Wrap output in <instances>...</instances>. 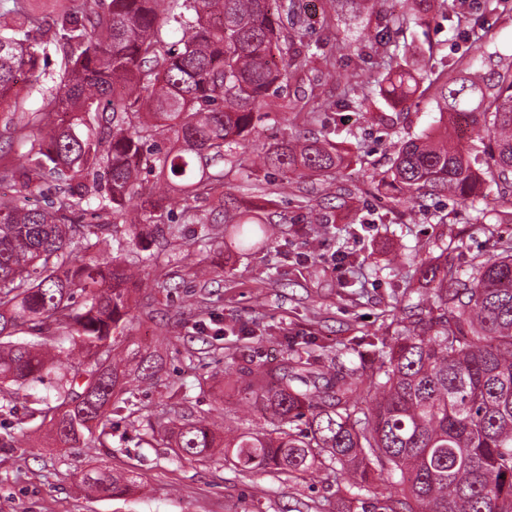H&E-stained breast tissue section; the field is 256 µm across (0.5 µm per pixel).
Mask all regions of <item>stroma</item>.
Listing matches in <instances>:
<instances>
[{"instance_id":"obj_1","label":"stroma","mask_w":512,"mask_h":512,"mask_svg":"<svg viewBox=\"0 0 512 512\" xmlns=\"http://www.w3.org/2000/svg\"><path fill=\"white\" fill-rule=\"evenodd\" d=\"M308 17L306 51L288 82L258 109L260 137L233 149L224 162V189L241 211L275 226L269 246L234 248L223 225L211 253L216 277L188 273V247L172 243L166 272L174 285H156L147 253L125 244L123 257L140 288L131 299L132 342L157 356V380L131 382L132 417L117 416L106 446L58 448L49 423L34 417L33 402L0 399V512H334L345 476L321 471L306 479L248 476L222 460L176 459L165 445L141 437L148 425L168 422L175 409L244 430L256 417L236 392L244 367L277 364L289 351L325 349L336 363L359 362L362 338H391L395 300L419 288L420 265L440 257L460 278L475 263L497 257L498 240L512 238V198L486 185L473 209L444 195L425 207L381 196L378 181L401 144L437 134L439 113L429 81L445 65L468 63L471 38L454 33L439 12L395 34L413 49L420 88L402 105L373 95L365 109H336L348 86L369 80L380 57L371 48L377 29L370 11L348 27L324 18L328 0H301ZM479 34L489 59L485 73L512 65V11L484 13ZM325 136L344 156L333 177L290 182L255 163L271 144ZM347 255L345 274L333 272L336 251ZM125 471L141 486L130 495L102 497L83 476L97 466Z\"/></svg>"}]
</instances>
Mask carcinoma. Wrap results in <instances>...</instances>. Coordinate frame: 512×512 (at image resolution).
Instances as JSON below:
<instances>
[{"instance_id":"1","label":"carcinoma","mask_w":512,"mask_h":512,"mask_svg":"<svg viewBox=\"0 0 512 512\" xmlns=\"http://www.w3.org/2000/svg\"><path fill=\"white\" fill-rule=\"evenodd\" d=\"M27 0H0V102L22 108V71L36 73L50 47L61 54L62 87L41 90L43 105L24 113L20 130H39L10 176L27 194L48 179L63 181L50 206H20L0 195V385L3 396L32 397L52 371L49 351L83 357L60 381L53 400L38 398L32 414L49 421L63 447L80 441L105 446L112 417L131 403L128 373L113 362L132 319L121 256L103 254L110 224L127 226L137 242L143 226L156 238L177 236L165 197L146 190L154 175L188 197L210 200V223L198 225V252L212 247L214 224H231L239 248L272 240L271 225L251 217L229 222L224 156L257 132L255 110L301 55L305 20L299 0H110L103 12L60 10L48 30ZM474 28L463 0H420ZM293 35L280 43L279 16ZM385 32L402 31L414 18L378 12ZM181 38L168 42L163 29ZM407 50L384 52L369 84L385 100L405 102L417 80L397 62ZM439 114L471 118L486 142L485 168L448 136L405 143L382 184L414 205L446 191L475 207L483 185L512 196V67L491 84L478 69L439 75ZM342 158L328 139L290 140L263 155V165L299 179L323 177ZM139 216L128 215L131 197ZM497 258L473 266L467 280L431 258L421 264L430 293L396 302L398 335L377 359L360 354L346 368L312 351L276 366L242 372L240 401L261 427L219 437L215 423L177 417L173 452L209 458L222 449L224 464L253 475L305 477L319 470L347 473L352 491L338 495L336 512H512V239ZM31 332L16 338L18 328ZM134 372L152 380L158 361L131 350ZM393 490H373L376 480ZM92 491L126 496L137 479L117 472L87 476Z\"/></svg>"}]
</instances>
